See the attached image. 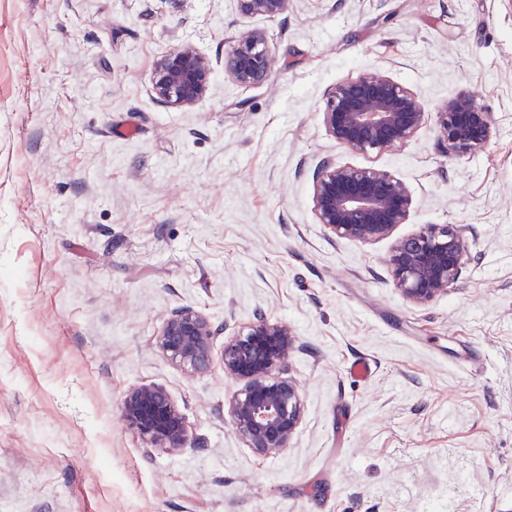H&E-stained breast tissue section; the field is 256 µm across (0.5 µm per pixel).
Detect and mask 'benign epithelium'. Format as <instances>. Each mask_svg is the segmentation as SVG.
<instances>
[{"label":"benign epithelium","mask_w":512,"mask_h":512,"mask_svg":"<svg viewBox=\"0 0 512 512\" xmlns=\"http://www.w3.org/2000/svg\"><path fill=\"white\" fill-rule=\"evenodd\" d=\"M237 7L248 17H275L287 9L288 0H237ZM272 68L266 38L254 30L240 32L224 53V75L242 85L265 82ZM210 77L208 57L185 44L157 60L152 87L163 103L185 108L206 96ZM319 112L327 135L354 153L404 143L426 119L425 106L416 94L377 70L336 83ZM440 118L441 136L452 155L469 154L493 138L489 114L466 91L448 100ZM411 203L407 186L386 170L340 166L325 159L313 175L317 223L339 239L360 243L385 239L406 223ZM469 256L463 225L426 224L393 246L389 266L404 296L426 305L448 293ZM222 333L224 326L186 307L165 318L154 345L172 364L203 374L211 368L215 339ZM294 345L295 335L287 323L261 314L224 338V372L241 384L224 404V416L258 456L270 457L287 448L302 419L296 382L287 376ZM120 410L128 427L150 448L177 451L190 444L185 417L161 386L129 389Z\"/></svg>","instance_id":"7a95c632"}]
</instances>
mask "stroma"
<instances>
[{"label":"stroma","mask_w":512,"mask_h":512,"mask_svg":"<svg viewBox=\"0 0 512 512\" xmlns=\"http://www.w3.org/2000/svg\"><path fill=\"white\" fill-rule=\"evenodd\" d=\"M273 70L224 74L240 31ZM190 43L207 95L174 109L159 57ZM387 72L425 104L409 141L368 154L329 137L337 82ZM494 137L449 156L439 112L461 90ZM375 167L412 195L370 244L317 224L322 159ZM461 224L471 258L426 305L388 265L395 240ZM191 307L233 334L288 323L302 423L254 455L224 417L239 384L154 337ZM369 363L367 378L353 362ZM164 387L198 444L146 447L121 417ZM0 512H512V0H0ZM237 7L242 15L253 17H275L288 7V0H237Z\"/></svg>","instance_id":"1"}]
</instances>
